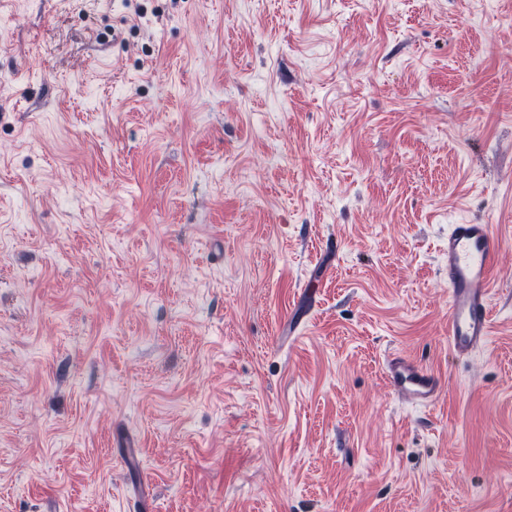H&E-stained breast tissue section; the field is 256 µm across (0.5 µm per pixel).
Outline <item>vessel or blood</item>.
Masks as SVG:
<instances>
[{"label":"vessel or blood","mask_w":512,"mask_h":512,"mask_svg":"<svg viewBox=\"0 0 512 512\" xmlns=\"http://www.w3.org/2000/svg\"><path fill=\"white\" fill-rule=\"evenodd\" d=\"M499 240L488 224L450 225L442 246L448 268V349L465 357L482 348L492 333L489 301ZM392 391L403 401L428 408L442 390L441 377L408 355L394 353L384 361Z\"/></svg>","instance_id":"1"}]
</instances>
